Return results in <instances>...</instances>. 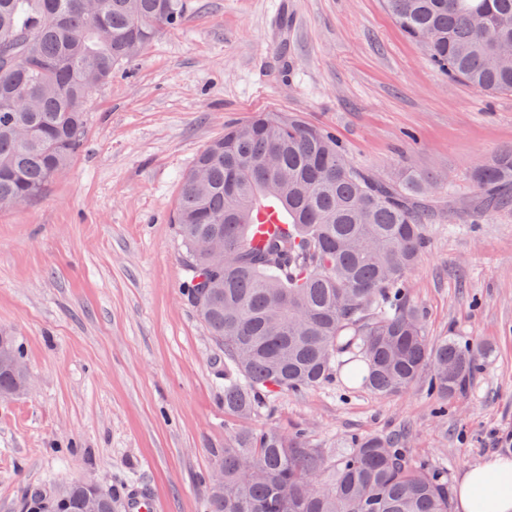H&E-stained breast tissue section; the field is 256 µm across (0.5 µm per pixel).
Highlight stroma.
Listing matches in <instances>:
<instances>
[{"label":"stroma","instance_id":"35a3bbf8","mask_svg":"<svg viewBox=\"0 0 512 512\" xmlns=\"http://www.w3.org/2000/svg\"><path fill=\"white\" fill-rule=\"evenodd\" d=\"M187 0L87 99L84 143L39 197L0 211V334L16 338L29 386L0 401V512L71 481L112 512L150 486L162 512H202L218 452L244 430L304 428L337 457L349 436L410 429L417 458L448 470L491 455L512 431V209L473 224L440 203L410 272L429 336L488 352L446 416L420 388L382 398L336 369L240 420L224 412V351L181 294L170 218L183 176L226 126L284 112L335 134L379 178L410 168L473 194V170L512 148V92L483 95L438 71L384 0Z\"/></svg>","mask_w":512,"mask_h":512}]
</instances>
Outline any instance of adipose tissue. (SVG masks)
Returning a JSON list of instances; mask_svg holds the SVG:
<instances>
[{
  "label": "adipose tissue",
  "mask_w": 512,
  "mask_h": 512,
  "mask_svg": "<svg viewBox=\"0 0 512 512\" xmlns=\"http://www.w3.org/2000/svg\"><path fill=\"white\" fill-rule=\"evenodd\" d=\"M457 512H512V458L490 456L468 467L456 490Z\"/></svg>",
  "instance_id": "obj_1"
}]
</instances>
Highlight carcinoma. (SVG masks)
<instances>
[{
	"label": "carcinoma",
	"instance_id": "carcinoma-1",
	"mask_svg": "<svg viewBox=\"0 0 512 512\" xmlns=\"http://www.w3.org/2000/svg\"><path fill=\"white\" fill-rule=\"evenodd\" d=\"M430 60L481 93L512 91V0H386ZM186 0H0V209L40 196L79 151L88 96L180 24ZM459 224L512 209V148L471 175ZM438 180L353 167L330 133L283 112L229 126L184 176L172 221L183 295L224 347V413L328 383L348 367L375 395L419 384L435 412L480 370L479 350L428 336L408 281L438 215ZM286 217L281 231L278 211ZM22 377L0 369V393ZM206 512H451L448 471L401 440L354 436L329 461L299 428L224 445ZM72 481L27 512H75Z\"/></svg>",
	"mask_w": 512,
	"mask_h": 512
}]
</instances>
